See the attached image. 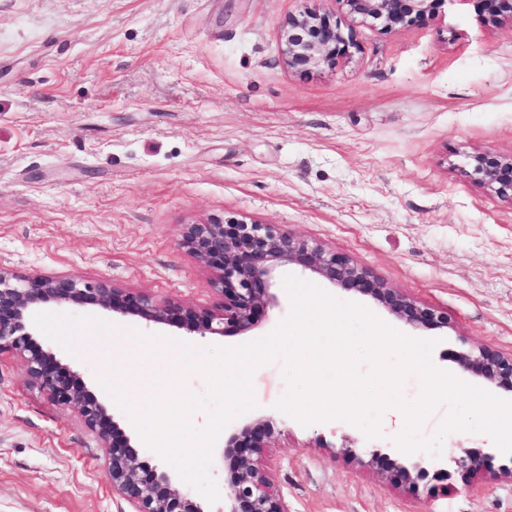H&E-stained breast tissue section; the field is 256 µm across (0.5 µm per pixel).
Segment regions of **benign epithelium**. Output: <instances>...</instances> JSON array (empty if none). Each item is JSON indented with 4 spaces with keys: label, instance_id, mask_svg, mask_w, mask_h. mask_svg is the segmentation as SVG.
<instances>
[{
    "label": "benign epithelium",
    "instance_id": "obj_1",
    "mask_svg": "<svg viewBox=\"0 0 512 512\" xmlns=\"http://www.w3.org/2000/svg\"><path fill=\"white\" fill-rule=\"evenodd\" d=\"M348 14L380 22L388 30L429 17L447 0H334ZM487 23H512V0H477ZM353 45L327 12L307 9L288 17L282 56L288 68L301 71L320 62L336 63ZM469 176L491 194L512 203V154L494 151L469 156ZM179 246L212 270L214 290L223 297L217 309H196L177 302L160 303L141 289L120 288L105 278L80 275L17 274L0 268V350L17 354L25 364L28 383L53 403L78 411L85 426L106 448V478L112 491L134 507V512H205L192 496L181 493L169 474L143 460L141 446L121 431L105 405L55 351L34 340L32 317L39 309L70 304L92 305L116 317L134 318L146 326L168 325L201 337L246 333L256 325V313L275 303L270 292L280 267L294 265L320 280L367 296L397 320L413 329H446L448 313L425 306L397 288H390L369 269L346 254L315 241L294 237L274 224L208 221L185 225ZM464 375L485 385L512 392V355L485 347L445 353ZM275 437L268 421L249 423L224 438L223 460L229 462L224 479V512H288L283 497L272 488L262 454ZM490 452L461 448L455 469L448 460L421 451L406 464L391 452L374 449L371 461L407 485L447 482L453 472L471 479L484 478L496 457Z\"/></svg>",
    "mask_w": 512,
    "mask_h": 512
}]
</instances>
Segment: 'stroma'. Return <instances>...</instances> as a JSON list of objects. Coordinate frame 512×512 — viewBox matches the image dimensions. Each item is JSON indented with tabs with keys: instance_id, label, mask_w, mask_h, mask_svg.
<instances>
[{
	"instance_id": "1",
	"label": "stroma",
	"mask_w": 512,
	"mask_h": 512,
	"mask_svg": "<svg viewBox=\"0 0 512 512\" xmlns=\"http://www.w3.org/2000/svg\"><path fill=\"white\" fill-rule=\"evenodd\" d=\"M309 0H0V267L106 278L159 301L212 308L209 268L178 245L184 225L211 219L274 224L348 254L389 286L446 311L452 329L400 333L435 340L436 366L460 337L512 355V204L461 169L464 153H512V24L487 25L474 0H446L426 21L385 30L318 0L356 45L346 61L292 71L283 26ZM277 301L244 335L191 344L236 347L290 315ZM79 335L62 353L128 435L136 429L100 384L111 373L139 400L179 374L177 351L111 348L108 371ZM270 419L263 452L289 512H512V474L400 483L366 465L395 447L340 420L301 425L278 411L283 362L252 376ZM106 450L79 413L28 384L0 353V512H132L105 476Z\"/></svg>"
}]
</instances>
